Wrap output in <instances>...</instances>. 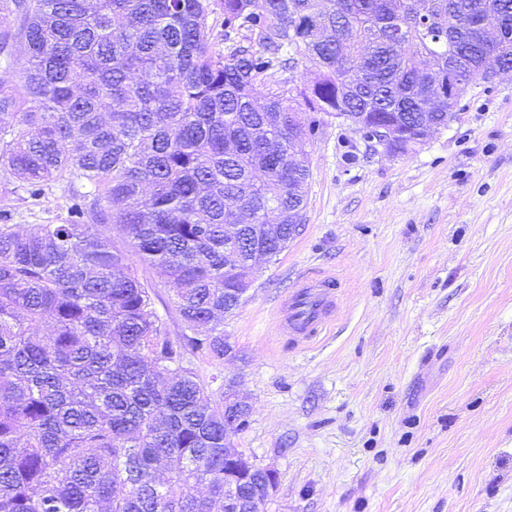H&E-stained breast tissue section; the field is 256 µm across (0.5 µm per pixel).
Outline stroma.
<instances>
[{"mask_svg":"<svg viewBox=\"0 0 512 512\" xmlns=\"http://www.w3.org/2000/svg\"><path fill=\"white\" fill-rule=\"evenodd\" d=\"M457 110L399 156L325 119L300 145L298 233L218 327L234 357H187L214 396L248 397L234 445L275 471L268 512H512V72ZM69 205L0 175V224ZM323 274L337 309L294 347L278 312Z\"/></svg>","mask_w":512,"mask_h":512,"instance_id":"obj_1","label":"stroma"}]
</instances>
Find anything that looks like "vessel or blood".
<instances>
[{"label": "vessel or blood", "instance_id": "b4317fda", "mask_svg": "<svg viewBox=\"0 0 512 512\" xmlns=\"http://www.w3.org/2000/svg\"><path fill=\"white\" fill-rule=\"evenodd\" d=\"M338 287L334 277L304 282L288 298L287 320L294 344H304L324 329Z\"/></svg>", "mask_w": 512, "mask_h": 512}]
</instances>
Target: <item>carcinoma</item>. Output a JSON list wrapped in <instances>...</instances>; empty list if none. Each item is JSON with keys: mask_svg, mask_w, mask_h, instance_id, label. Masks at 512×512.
I'll return each instance as SVG.
<instances>
[{"mask_svg": "<svg viewBox=\"0 0 512 512\" xmlns=\"http://www.w3.org/2000/svg\"><path fill=\"white\" fill-rule=\"evenodd\" d=\"M0 1V54L27 55L0 83V170L72 201L61 224H0V512H224V402L184 365L188 347L224 358V225L305 208L295 146L317 116L424 111L457 12L479 0ZM485 2L512 64V0ZM436 4L447 30L425 22ZM469 51L474 89L476 32ZM304 62L319 77L295 95L286 74ZM132 253L193 335L168 336ZM25 61L24 49L19 43L14 45L11 56L7 60L4 55L0 56V82L7 85L15 84Z\"/></svg>", "mask_w": 512, "mask_h": 512, "instance_id": "carcinoma-1", "label": "carcinoma"}]
</instances>
